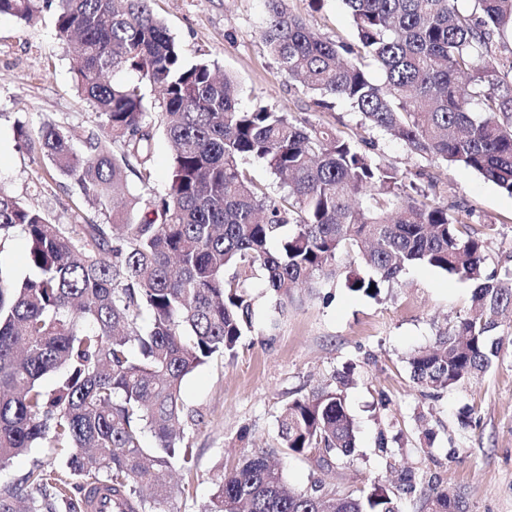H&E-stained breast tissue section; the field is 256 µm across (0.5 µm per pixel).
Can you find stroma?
Segmentation results:
<instances>
[{"mask_svg": "<svg viewBox=\"0 0 512 512\" xmlns=\"http://www.w3.org/2000/svg\"><path fill=\"white\" fill-rule=\"evenodd\" d=\"M291 9L325 37L354 36L342 0H290ZM188 61L208 60L238 80L241 107L265 105L296 112L311 122L372 143L382 164L406 173L429 196L487 240L488 266L512 269V196L461 167H444L410 154L390 135L357 127L348 106L314 111L312 97L279 73L259 38L260 0H153ZM71 57L43 14L25 24L0 16V185L50 219L77 223L72 188L39 184L41 170L20 137L17 121L36 131L43 118L76 132L95 125L92 108L77 92ZM255 329L232 359H215L191 373L182 389L189 419L184 442L195 465L174 468L166 512H202L215 491L214 478L243 454L267 450L287 487L302 490L321 481L342 495L379 484L393 488L397 471L410 469L453 485L467 495L470 512H512V321L497 359L476 381L430 396L413 384L405 357L432 344L470 306L472 286L463 278L413 266L380 299L351 292L344 276L322 287L299 289L280 308L262 280H254ZM354 382L345 390L357 426V448L333 467L318 469L309 457L278 451L277 416L294 398L336 384L345 367ZM471 411V426L459 415ZM436 433L427 442L425 429ZM394 436L379 449V432ZM65 454L44 444L0 467V493L34 468L64 471Z\"/></svg>", "mask_w": 512, "mask_h": 512, "instance_id": "stroma-1", "label": "stroma"}]
</instances>
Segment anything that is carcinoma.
Returning <instances> with one entry per match:
<instances>
[{"label":"carcinoma","instance_id":"obj_1","mask_svg":"<svg viewBox=\"0 0 512 512\" xmlns=\"http://www.w3.org/2000/svg\"><path fill=\"white\" fill-rule=\"evenodd\" d=\"M150 2L0 0V15L23 22L52 14L98 118L81 150L56 122L41 123V179H68L82 204L112 215L110 224H55L0 187V251L22 231L32 270L18 279L0 268V467L49 439L69 449L70 475L87 479L75 495L68 481L29 471L24 483L38 496L28 512H86L103 487L129 512H161L173 464L195 463L181 434L183 383L236 355L252 329L257 271L283 308L290 289L336 279L340 256L347 288L365 296L418 263L472 282L466 314L407 357L413 382L438 394L490 368L512 313V270H488L486 238L351 138L293 112L241 108L234 77L187 62ZM263 2L267 52L317 107L346 103L359 126L512 197V59L492 50L512 35V0H474L471 11L460 0H344L349 43L313 30L288 0ZM158 131L174 148L162 194L152 187ZM247 159L266 166L279 193L265 192ZM349 382L341 375L288 403L280 447L318 452L320 468L352 455ZM421 482L406 471L397 488L421 491L425 512H469L457 491ZM215 486L204 512H399L380 486L356 497L320 481L289 491L263 451Z\"/></svg>","mask_w":512,"mask_h":512}]
</instances>
